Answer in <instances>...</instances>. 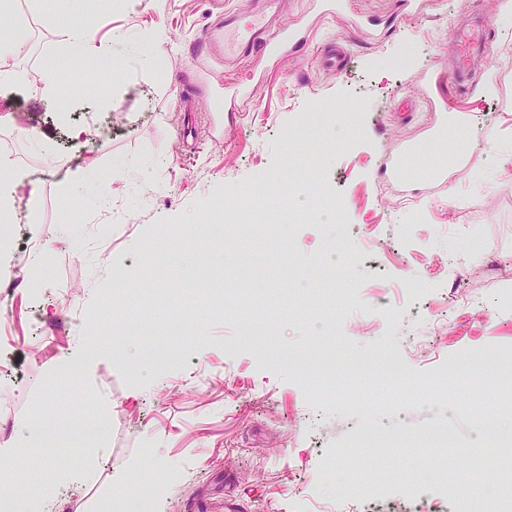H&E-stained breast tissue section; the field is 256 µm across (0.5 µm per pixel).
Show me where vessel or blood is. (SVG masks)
I'll return each mask as SVG.
<instances>
[{"instance_id":"1","label":"vessel or blood","mask_w":512,"mask_h":512,"mask_svg":"<svg viewBox=\"0 0 512 512\" xmlns=\"http://www.w3.org/2000/svg\"><path fill=\"white\" fill-rule=\"evenodd\" d=\"M456 35L463 47V53L449 68L448 82L461 92L465 89V79L469 71L486 52V39L483 28L479 26L458 29ZM302 39V32L298 29L268 33L266 18L264 14L258 13L245 21L232 16L225 17L223 26L216 28L210 39L205 40L204 45L223 50L228 56H240L256 51L272 58L285 47L297 45ZM418 150L417 144L409 142L390 156L385 165L388 177L405 185L444 180L447 168L443 165L412 173L410 160Z\"/></svg>"}]
</instances>
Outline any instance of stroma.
Returning <instances> with one entry per match:
<instances>
[{
    "label": "stroma",
    "instance_id": "35a3bbf8",
    "mask_svg": "<svg viewBox=\"0 0 512 512\" xmlns=\"http://www.w3.org/2000/svg\"><path fill=\"white\" fill-rule=\"evenodd\" d=\"M502 3L347 0L324 12L316 0H279L271 31L305 29L304 43L239 60L200 43L224 11L245 20L258 0L133 10L124 0H0V30L28 31L21 54L0 56V71L20 74L0 83V155L39 188L29 236L28 191L14 194L19 229L0 240V277L34 245L55 260L42 287L15 290L14 341L0 349V490L20 478L54 512H110L126 497L121 477L142 461L180 485L162 512H297L289 473L314 497L343 499L366 459L385 486L371 512H404L408 493L455 486L493 452L496 433L478 431L473 412L498 416V369L477 389L448 383L444 413L427 382L448 356L512 349V303H502L512 300V20ZM479 21L492 48L457 96L471 117L467 159L446 181L390 185L384 163L407 140L422 146L419 166L452 152L431 133L453 89L427 90L424 76L455 61V27ZM70 28L125 36L110 73H45ZM154 30L165 41L151 54L143 36ZM328 41L346 49L342 67L318 65ZM409 44L407 64L391 65ZM214 198H260L277 215L295 206L309 218L289 225L288 249L262 241L245 261L231 237L216 248L168 237L170 226L214 224ZM328 198L344 204L345 224L332 226ZM436 253L447 259L438 275ZM228 289L267 306L278 330L265 345L235 309L196 312L200 292L217 304ZM462 295L473 304L459 319ZM107 322L130 331L122 357L89 342ZM437 327L444 337L416 356L411 337ZM387 353L407 359L408 384L382 379ZM70 367L78 398L62 381ZM353 370L366 379L360 392L315 400L317 380ZM80 417L108 432L76 456L27 447L32 431ZM372 429L390 438L365 456L353 442ZM430 429L447 431L446 453L419 446Z\"/></svg>",
    "mask_w": 512,
    "mask_h": 512
}]
</instances>
